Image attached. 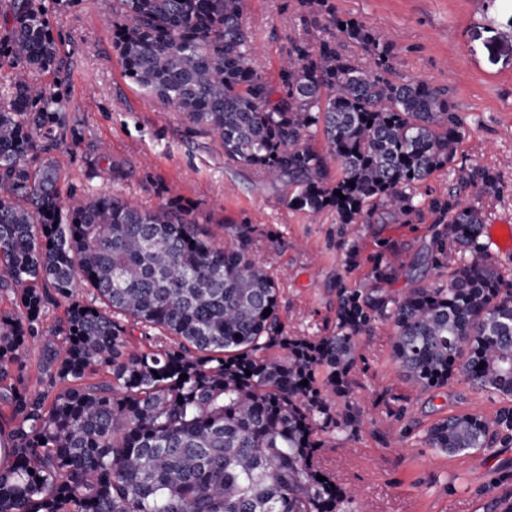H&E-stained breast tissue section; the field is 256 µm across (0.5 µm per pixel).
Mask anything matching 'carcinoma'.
<instances>
[{"label":"carcinoma","instance_id":"carcinoma-1","mask_svg":"<svg viewBox=\"0 0 512 512\" xmlns=\"http://www.w3.org/2000/svg\"><path fill=\"white\" fill-rule=\"evenodd\" d=\"M56 2L0 3V293L15 304L0 312V412L13 423L0 434V512H344L347 492L315 456L324 437L364 425L350 374L379 325L417 394L461 375L511 401L491 418L436 421L425 446H512V275L461 197L495 194L499 180L461 169L448 197L417 194L465 134L448 88L403 76L390 43L328 0H297L302 30L274 80L255 64L244 0H102L126 76L227 160L294 188L288 207L333 208L344 224H372L379 209L393 224L423 205L436 215L427 258L446 282L391 294L401 265L386 243L375 291L340 286L331 333L290 335L277 277L253 258L255 226L218 221L219 244L202 228L211 216L177 197L61 203L52 151L69 103L39 82L59 65ZM82 286L95 301L75 298ZM61 300L65 320L45 329Z\"/></svg>","mask_w":512,"mask_h":512}]
</instances>
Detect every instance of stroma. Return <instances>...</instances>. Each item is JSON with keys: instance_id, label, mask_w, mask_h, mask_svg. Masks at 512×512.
<instances>
[{"instance_id": "35a3bbf8", "label": "stroma", "mask_w": 512, "mask_h": 512, "mask_svg": "<svg viewBox=\"0 0 512 512\" xmlns=\"http://www.w3.org/2000/svg\"><path fill=\"white\" fill-rule=\"evenodd\" d=\"M295 0H246L244 18L256 34V64L274 76L288 38L299 27ZM337 15L364 21L393 46L403 74L447 87L465 119V136L451 168L423 181L418 193L447 196L458 169L495 174L500 192L477 197L485 214L482 240L492 258L500 250L493 227L512 225V0H331ZM60 41L62 74L43 84L70 99L69 125L54 156L62 199L121 194L154 207L177 197L213 219L229 218L258 230L255 259L279 276V315L289 333L321 336L336 323L338 283H367L371 256L382 242L394 246L412 278L447 279L426 258L434 217L422 211L409 224H361L359 250L348 265L346 235L335 210L309 214L289 208L287 187L227 161L209 136L195 131L174 107L146 95L124 74L112 45V25L98 0H61L49 15ZM122 166L113 176L101 155ZM355 396L369 422L349 441H330L319 467L335 476L353 499L348 512H498L512 499V447L449 456L425 447L421 436L437 420L461 414L493 416L501 398L473 390L464 378L414 396L390 357L387 329L361 337L353 369Z\"/></svg>"}]
</instances>
